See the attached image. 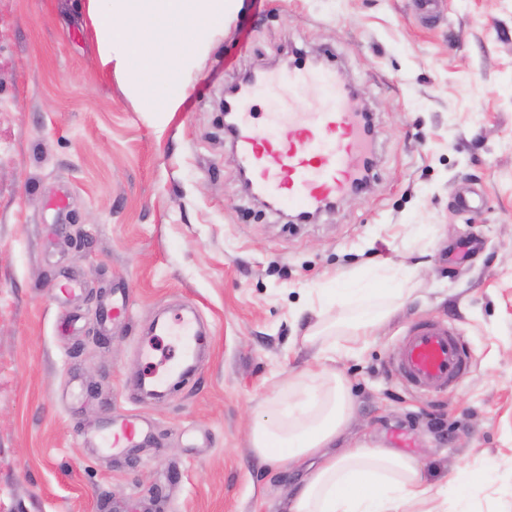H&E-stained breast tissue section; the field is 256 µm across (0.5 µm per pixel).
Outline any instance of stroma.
<instances>
[{"label": "stroma", "mask_w": 512, "mask_h": 512, "mask_svg": "<svg viewBox=\"0 0 512 512\" xmlns=\"http://www.w3.org/2000/svg\"><path fill=\"white\" fill-rule=\"evenodd\" d=\"M316 56L370 110L374 167L292 224L241 188L219 103L250 70ZM183 80L177 111H143L101 62L88 0H0V512H284L306 469L262 459L249 432L309 368L352 389L337 449L413 458L433 512H512V0H241ZM391 265L413 290L402 310L366 342L304 343L311 298ZM122 293L128 317L103 323ZM184 311L206 351L147 398L150 363L179 355L149 328ZM429 319L468 355L444 391L389 365ZM131 413L148 422L136 446L89 445Z\"/></svg>", "instance_id": "35a3bbf8"}]
</instances>
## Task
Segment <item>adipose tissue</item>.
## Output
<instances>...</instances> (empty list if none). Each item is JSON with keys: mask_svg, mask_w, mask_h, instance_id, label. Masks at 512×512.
<instances>
[{"mask_svg": "<svg viewBox=\"0 0 512 512\" xmlns=\"http://www.w3.org/2000/svg\"><path fill=\"white\" fill-rule=\"evenodd\" d=\"M234 0H89L99 55L123 71L147 112H174L185 91L182 54L203 32L223 28ZM166 95H158V88ZM406 277L389 269L371 284L341 289L335 303L357 301L365 311L343 326L348 337L367 338L404 305ZM288 406L254 423L257 455L278 466L314 460L308 477L292 492L286 512H427L433 488L414 459L391 448L355 444L329 448L348 426L352 399L343 377L306 370L288 377L277 394Z\"/></svg>", "mask_w": 512, "mask_h": 512, "instance_id": "1", "label": "adipose tissue"}]
</instances>
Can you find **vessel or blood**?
<instances>
[{
  "mask_svg": "<svg viewBox=\"0 0 512 512\" xmlns=\"http://www.w3.org/2000/svg\"><path fill=\"white\" fill-rule=\"evenodd\" d=\"M310 86L318 95L305 110L288 106L258 119L250 107L259 94L282 84ZM232 143L259 196L300 213H316L354 189L368 145L362 139L351 92L339 83L331 65H297L285 73H261L242 83L233 102ZM160 331L181 337L182 355L193 360L199 341L195 317ZM400 379L414 390L448 389L468 368L457 332L448 324L425 320L413 325L390 361ZM143 431L127 422L96 438L97 448L113 453L133 447Z\"/></svg>",
  "mask_w": 512,
  "mask_h": 512,
  "instance_id": "1",
  "label": "vessel or blood"
}]
</instances>
